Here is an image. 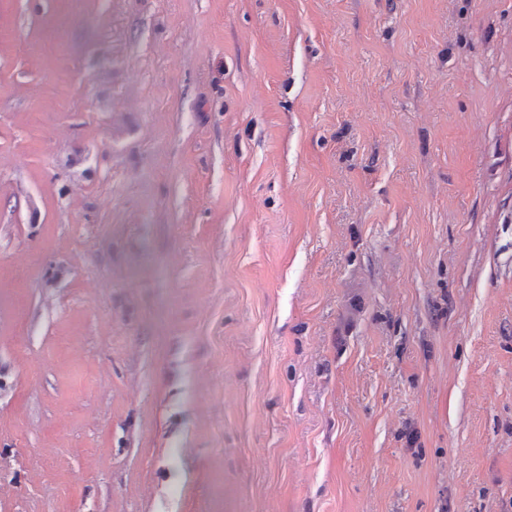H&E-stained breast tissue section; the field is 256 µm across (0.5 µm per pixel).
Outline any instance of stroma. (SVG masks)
Listing matches in <instances>:
<instances>
[{"label":"stroma","mask_w":512,"mask_h":512,"mask_svg":"<svg viewBox=\"0 0 512 512\" xmlns=\"http://www.w3.org/2000/svg\"><path fill=\"white\" fill-rule=\"evenodd\" d=\"M0 512H512V0H0Z\"/></svg>","instance_id":"1"}]
</instances>
